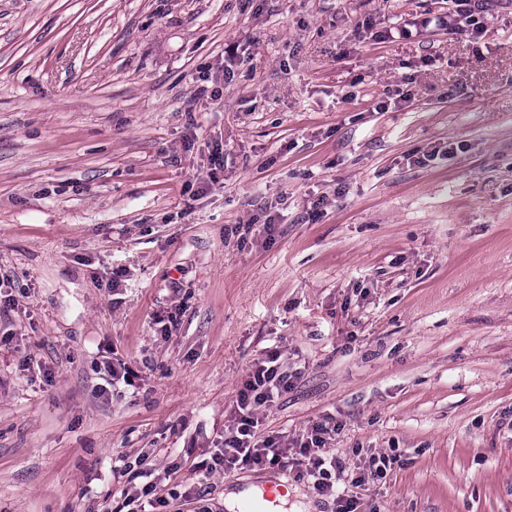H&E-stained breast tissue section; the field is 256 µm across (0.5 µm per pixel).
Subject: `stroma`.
<instances>
[{"label": "stroma", "instance_id": "obj_1", "mask_svg": "<svg viewBox=\"0 0 512 512\" xmlns=\"http://www.w3.org/2000/svg\"><path fill=\"white\" fill-rule=\"evenodd\" d=\"M453 8L0 0V512H118L119 460L166 512L276 480L335 512L197 468L272 347L262 434L395 456L365 512H512V0ZM456 6L454 17H461L464 23L471 27L475 34L483 30V22L486 18V6L490 0H453Z\"/></svg>", "mask_w": 512, "mask_h": 512}]
</instances>
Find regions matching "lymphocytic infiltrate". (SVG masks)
I'll return each mask as SVG.
<instances>
[{
    "label": "lymphocytic infiltrate",
    "instance_id": "f902f5d3",
    "mask_svg": "<svg viewBox=\"0 0 512 512\" xmlns=\"http://www.w3.org/2000/svg\"><path fill=\"white\" fill-rule=\"evenodd\" d=\"M281 357L280 350L272 348L250 366L233 403L234 420L224 429V446L206 464V472L219 468L228 472L243 464L259 467L293 464L299 468V477L311 478L319 493L334 498L336 512H361L358 488L384 477L394 462L393 457L382 453L370 455L366 472L349 477L345 474V460L324 452L328 439L336 432L330 424H315L306 437L292 443L279 436H259V409L294 385Z\"/></svg>",
    "mask_w": 512,
    "mask_h": 512
}]
</instances>
